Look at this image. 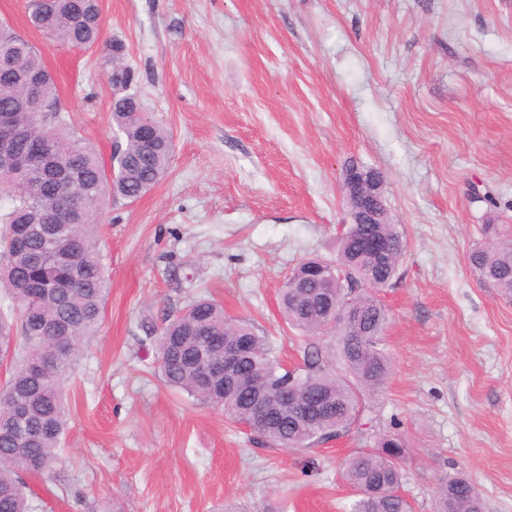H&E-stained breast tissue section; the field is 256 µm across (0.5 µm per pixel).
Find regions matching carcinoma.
I'll return each instance as SVG.
<instances>
[{
  "instance_id": "1",
  "label": "carcinoma",
  "mask_w": 512,
  "mask_h": 512,
  "mask_svg": "<svg viewBox=\"0 0 512 512\" xmlns=\"http://www.w3.org/2000/svg\"><path fill=\"white\" fill-rule=\"evenodd\" d=\"M33 28L51 43L73 48L99 47L109 82L128 89L135 83L122 64V45L104 39L98 0H48L28 15ZM13 49L30 72L41 75L40 95L58 102L56 81L42 53L0 21V47ZM0 59V109L13 105L18 94ZM119 141L105 167L96 151L76 138L63 120L51 122L36 112L13 113L17 131L14 149L20 156L36 146L61 155L75 169V184L24 168L0 175V285L7 288L17 311L16 321L0 317V359L11 373L0 389V512H32L27 486L18 469L44 474L52 471L66 429L67 404L63 380L84 340L101 323L108 294V274L96 236V226L109 198L135 202L150 191L169 168L172 138L154 122L152 146L145 149L142 117L130 111L129 98L112 110ZM378 234L391 243L388 264L380 267L353 245L361 232ZM70 250L77 267L56 263L54 256ZM406 252L399 225L349 224L340 237L335 274L324 280L290 278L280 298V313L288 326L310 338L336 339V354L323 360L318 346L307 351L304 366L290 371L274 356L266 336L249 319H233L224 306L197 299L167 316L160 331L148 336L155 347L164 381L202 404L224 408L236 423L246 422L256 442L269 449L312 450L358 423L366 396L383 390L391 373V356L384 342L388 313L378 293L392 285ZM41 254L44 261L33 263ZM469 263L483 279L505 296H512V237L503 236L471 250ZM355 309L346 325L336 323V306ZM245 343L250 357L238 373L256 375L248 391L226 382L224 342ZM58 346L70 348L55 369L35 373ZM211 370L203 375L200 362ZM297 382L312 403L311 414L296 419L276 397L280 386ZM260 399L264 412L255 411ZM35 432L29 444L18 441L21 427ZM404 440L392 434L379 437L371 449L347 460L342 476L354 492L349 512H412L400 493ZM437 512H483L476 485L462 474H450L436 489Z\"/></svg>"
}]
</instances>
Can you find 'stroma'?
I'll use <instances>...</instances> for the list:
<instances>
[{"instance_id":"obj_1","label":"stroma","mask_w":512,"mask_h":512,"mask_svg":"<svg viewBox=\"0 0 512 512\" xmlns=\"http://www.w3.org/2000/svg\"><path fill=\"white\" fill-rule=\"evenodd\" d=\"M27 0L0 19L38 48L75 134L115 145L101 56L53 44ZM143 110L171 133L166 176L108 200L109 293L64 378L69 421L34 512H348L344 461L407 444L401 492L435 512L459 472L485 512H512V298L472 271L488 224L512 228V0H100ZM379 172L407 239L389 313L390 378L340 442L269 450L223 409L165 385L143 341L205 294L270 336L307 343L278 309L303 260L338 258L347 168ZM480 190L497 199L489 205Z\"/></svg>"}]
</instances>
